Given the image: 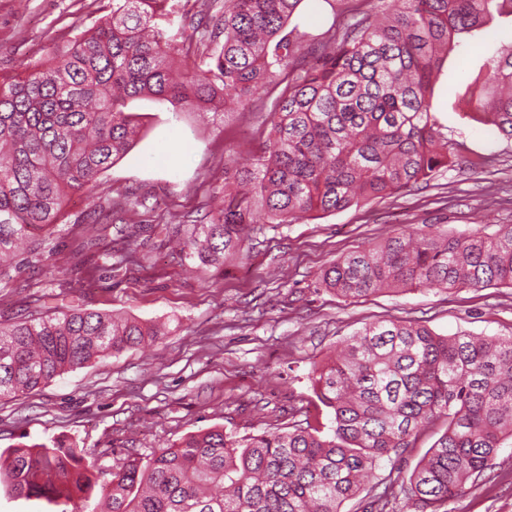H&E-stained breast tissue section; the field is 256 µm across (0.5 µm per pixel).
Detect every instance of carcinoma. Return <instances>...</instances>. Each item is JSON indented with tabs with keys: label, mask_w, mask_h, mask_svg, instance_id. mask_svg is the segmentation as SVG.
<instances>
[{
	"label": "carcinoma",
	"mask_w": 512,
	"mask_h": 512,
	"mask_svg": "<svg viewBox=\"0 0 512 512\" xmlns=\"http://www.w3.org/2000/svg\"><path fill=\"white\" fill-rule=\"evenodd\" d=\"M177 30L171 0H112V13L24 70L0 77V268L19 241L58 223L68 194L95 183L134 145L129 102L196 112L243 105L283 86L262 151L224 164V203L186 231L182 252L210 266L241 254L253 224H292L384 198L452 166L457 154L430 102L442 58L512 0H377L306 46L289 21L303 0H196ZM474 108L512 139V44L489 62ZM133 230L113 250L126 261ZM319 285L345 300L400 287L512 288V225L486 233L395 232L331 263ZM156 336L133 319L71 307L0 325V397ZM327 431L290 426L238 438L200 430L100 480L99 456L58 443L0 452V482L48 512H341L419 431L446 428L400 485L370 504L441 512L512 447V336L442 335L380 320L313 364Z\"/></svg>",
	"instance_id": "cac0c4a2"
}]
</instances>
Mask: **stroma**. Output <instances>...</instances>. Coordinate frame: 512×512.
<instances>
[{"label": "stroma", "mask_w": 512, "mask_h": 512, "mask_svg": "<svg viewBox=\"0 0 512 512\" xmlns=\"http://www.w3.org/2000/svg\"><path fill=\"white\" fill-rule=\"evenodd\" d=\"M374 6L303 0L295 21L321 39L337 12L365 14ZM111 10L112 0H0V76L39 62ZM510 42L512 16L497 14L480 38L442 62L432 106L458 146V165L365 205L254 230L243 257L220 267L185 259L161 226L174 215L200 220L211 212L225 160L259 155L273 94L204 120L168 103L135 102L144 126L139 142L92 187L71 194L60 223L44 234L57 270L26 249L0 270V323L77 304L163 323L169 332L68 370L31 394L0 398V451L60 441L99 451L108 474L128 455L149 458L201 429L244 437L294 424L320 428L331 415L312 390L311 366L367 323L417 320L444 335L511 336L512 288H409L347 301L317 283L330 262L395 230L512 224V141L469 115L475 78L496 47ZM130 197L147 202L129 216L137 226L131 246L142 260L118 266L110 255L116 232L98 208ZM444 429H426L400 459L382 462L342 512H362L386 484L407 477ZM448 512H512V447L499 449L492 467L466 482Z\"/></svg>", "instance_id": "obj_1"}]
</instances>
